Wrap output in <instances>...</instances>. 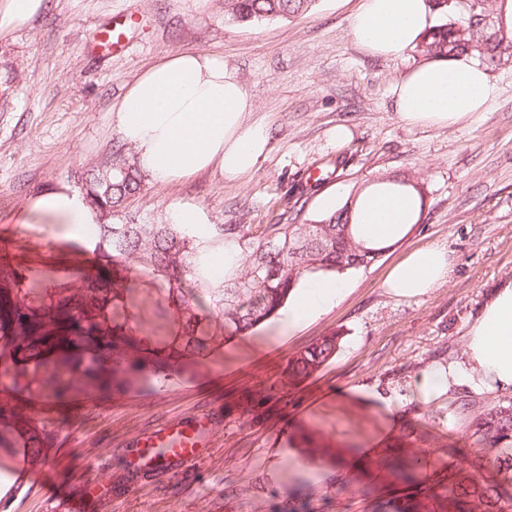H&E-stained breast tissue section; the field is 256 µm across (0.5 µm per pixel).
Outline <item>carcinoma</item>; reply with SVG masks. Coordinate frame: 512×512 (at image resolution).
I'll list each match as a JSON object with an SVG mask.
<instances>
[{
    "label": "carcinoma",
    "instance_id": "cac0c4a2",
    "mask_svg": "<svg viewBox=\"0 0 512 512\" xmlns=\"http://www.w3.org/2000/svg\"><path fill=\"white\" fill-rule=\"evenodd\" d=\"M315 0H224L225 20L254 23L308 13ZM442 20L417 44L426 58L470 57L487 70L512 62V36L496 28V0H469V9L457 2L430 0ZM118 146L112 156L92 166L82 181L83 193L99 217L96 238L106 263L98 270H135L155 276L167 290L169 302L180 314L181 330L158 339L143 336L127 340L113 335L119 327L120 293L114 288L98 295L87 291L52 303L54 291L35 275H15L0 287V340L11 367L0 379V391L9 399L0 403V416L16 415L10 400L33 391L63 395L80 384L114 392L164 377V367L179 353L200 354L211 337L199 328L195 304L182 294L187 282L213 293L215 308L224 311L227 339L253 328L276 314L307 274H344L366 268L388 249L360 240L350 223L349 204L315 224H226L224 253L236 261L224 268V279L206 282L201 256L205 243L189 224L117 223L112 216L141 190V174ZM338 337L326 336L288 360L292 375L305 377L327 363L336 352ZM56 366H46L50 356ZM467 438L479 454L500 469L512 468V398L472 418ZM414 448H433L436 437L418 430L405 435ZM420 464L404 459L396 466L398 479L407 483ZM444 492L435 495L439 512H512V495L480 480L459 460L443 477Z\"/></svg>",
    "mask_w": 512,
    "mask_h": 512
}]
</instances>
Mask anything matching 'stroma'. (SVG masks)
Here are the masks:
<instances>
[{"label":"stroma","instance_id":"stroma-1","mask_svg":"<svg viewBox=\"0 0 512 512\" xmlns=\"http://www.w3.org/2000/svg\"><path fill=\"white\" fill-rule=\"evenodd\" d=\"M359 0H316L309 13L233 24L224 0H48L27 27L0 40V77L17 89L0 105V271L25 270L50 287L86 289L84 262L64 225L33 212L38 196L68 185L121 139L111 107L149 66L179 51L223 58L237 69L254 108L269 126L267 154L241 180L216 170L160 188L144 182L126 210L135 222L171 220L176 207L200 209L216 237L227 224H287L292 190L336 157L338 167L309 197L298 219L312 224L340 208L346 192L383 180L425 181V208L414 229L368 268L343 274L344 293L307 321L289 326L287 310L251 332L226 339L224 317L204 328L213 343L177 365L182 385L148 382L114 396L76 386L46 408L45 440L60 490L79 512H372L402 494L384 459L415 453L407 442L384 445L395 420L454 439L458 458L474 449L461 434L474 415L502 399L466 386L423 402L413 384L425 369L462 359L467 332L487 295L512 280V63L491 72L497 88L484 112L447 128L410 126L395 112L391 87L419 55H371L353 40ZM135 18L126 52L88 53L86 44L112 18ZM351 136L337 142V127ZM448 247L447 280L413 299L389 296L388 270L415 247ZM128 290L129 336H172L179 319L147 279ZM325 336L339 337L333 358L294 379L289 356ZM213 412L221 435L186 483L128 484L126 435L153 421ZM372 450L366 468L337 469L350 443ZM105 460L109 495H85L89 464ZM374 488L372 498L358 491Z\"/></svg>","mask_w":512,"mask_h":512}]
</instances>
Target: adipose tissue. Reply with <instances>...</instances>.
<instances>
[{
    "label": "adipose tissue",
    "mask_w": 512,
    "mask_h": 512,
    "mask_svg": "<svg viewBox=\"0 0 512 512\" xmlns=\"http://www.w3.org/2000/svg\"><path fill=\"white\" fill-rule=\"evenodd\" d=\"M429 0H361L351 22L354 41L387 57L413 49L434 26ZM496 86L469 58L425 59L394 84L398 118L409 125L443 128L474 119L492 100ZM253 102L238 72L222 58L180 51L147 68L125 91L112 122L135 151L138 167L159 187L215 169L229 180L247 177L268 148L267 125L253 123ZM32 210L66 225L69 237L93 241L98 218L81 192L68 186L37 198ZM359 235L387 243L414 223L420 199L394 182L363 189L353 202ZM445 246L415 248L387 273L383 286L397 298L424 295L448 276ZM340 280L321 278L297 287L289 324L295 325L342 295ZM489 391L512 390V281L485 303L468 332L464 360L423 372L416 395L446 396L452 385Z\"/></svg>",
    "instance_id": "obj_1"
}]
</instances>
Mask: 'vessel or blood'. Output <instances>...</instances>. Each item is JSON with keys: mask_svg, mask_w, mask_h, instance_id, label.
Returning <instances> with one entry per match:
<instances>
[{"mask_svg": "<svg viewBox=\"0 0 512 512\" xmlns=\"http://www.w3.org/2000/svg\"><path fill=\"white\" fill-rule=\"evenodd\" d=\"M132 27V22L126 20L103 27L95 36L94 51L112 56L122 54L129 44ZM214 434L213 424L200 417L191 422L187 417L178 416L143 428L126 442L127 448L137 454L136 464L126 472L129 484L135 486L151 479L158 482L182 479L200 466V448L210 442ZM52 472L48 465L34 470L26 454L17 455L7 469L18 493L27 489L44 490Z\"/></svg>", "mask_w": 512, "mask_h": 512, "instance_id": "obj_1", "label": "vessel or blood"}]
</instances>
